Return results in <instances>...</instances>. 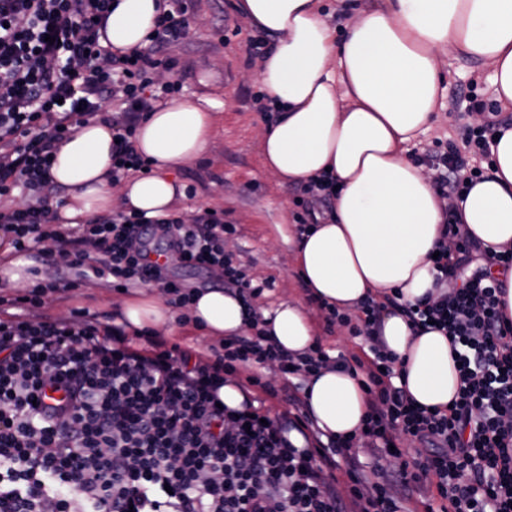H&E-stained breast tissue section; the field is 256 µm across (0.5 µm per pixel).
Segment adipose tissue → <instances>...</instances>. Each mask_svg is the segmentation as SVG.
<instances>
[{
  "mask_svg": "<svg viewBox=\"0 0 512 512\" xmlns=\"http://www.w3.org/2000/svg\"><path fill=\"white\" fill-rule=\"evenodd\" d=\"M160 0H118L106 43L124 54L145 46ZM253 28L273 40L260 79L276 120L265 125L264 168L279 179H329L337 186L330 220L294 231L291 261L322 303L357 307L366 296L399 292V307L381 309L378 333L395 359L396 386L418 405L447 408L459 376L444 332L414 328L405 305L436 296L430 260L445 221L457 223L482 249L512 246V125L500 127L484 176L457 198L442 199L429 171L406 144L435 117L438 53L463 50L487 64L495 97L512 106V0H376L343 34L322 17L321 0H240ZM215 104L182 96L141 122L134 145L151 170L112 182V130L92 121L58 147L52 175L66 195L62 224L111 211L113 201L149 218L166 216L184 187L175 171L198 161L214 128ZM190 324L213 338L240 334L251 321L291 353L305 351L315 328L288 302L254 319L247 304L221 288H203L187 308ZM173 318L156 294L139 291L124 308L128 330ZM305 398L317 429L332 438L359 436L367 395L346 366L311 375Z\"/></svg>",
  "mask_w": 512,
  "mask_h": 512,
  "instance_id": "adipose-tissue-1",
  "label": "adipose tissue"
}]
</instances>
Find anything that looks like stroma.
I'll return each mask as SVG.
<instances>
[{
    "instance_id": "35a3bbf8",
    "label": "stroma",
    "mask_w": 512,
    "mask_h": 512,
    "mask_svg": "<svg viewBox=\"0 0 512 512\" xmlns=\"http://www.w3.org/2000/svg\"><path fill=\"white\" fill-rule=\"evenodd\" d=\"M188 20L186 39L169 51L178 61L175 75L183 82V94L212 98L221 106L205 155L178 174L186 195L173 209L189 212L210 207L223 211L225 223L236 229L227 238V248L252 286L260 290L251 301L255 311L288 301L302 304L327 354L354 364L368 354V343L352 337L346 327L328 324L325 311L311 302L291 264L288 230L291 225L310 221L297 203L300 187L281 182L262 164L260 131L272 115L258 111L254 102L264 86L260 66L249 61L247 42L252 39L267 48L271 40L253 29L238 9L237 0H192ZM438 65L443 90L435 118L408 146L411 158L418 162L444 150L456 124L474 129L482 125L483 116L460 104L463 91L472 86L480 100H494L491 72L481 61L451 47L439 52ZM49 300L48 311L54 315L86 309L101 318H114L125 296L107 288L105 279L94 278L52 294Z\"/></svg>"
}]
</instances>
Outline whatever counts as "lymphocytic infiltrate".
Listing matches in <instances>:
<instances>
[{
    "mask_svg": "<svg viewBox=\"0 0 512 512\" xmlns=\"http://www.w3.org/2000/svg\"><path fill=\"white\" fill-rule=\"evenodd\" d=\"M114 0H0V239L40 251L58 279L111 276L115 289L153 286L169 304L193 293L149 260L147 227L169 241L181 264L222 271L225 288L256 290L224 248L234 225L204 207L148 220L122 211L71 230L56 222L61 190L51 174L58 144L97 118L112 128V179L147 170L133 137L156 102L178 94L170 46L186 38V0H171L146 47L117 56L101 45ZM467 97L483 128L457 135L489 156L504 120L499 104ZM477 156L442 155L441 197L480 179ZM436 297L407 308L417 325L448 336L459 389L445 410L415 406L393 382L392 357L376 332L382 305L367 298L358 318L329 321L371 342L359 361L370 386L361 437L392 456L394 476L358 478L353 439L322 441L289 384L291 411L265 419L244 402L220 406L218 391L239 366L271 365L282 376L313 374L330 358L321 345L293 356L262 333L229 336L205 355L146 331L137 335L81 309L49 314L56 281L37 283L0 308V512H399L403 491L424 492L423 512H512V323L499 310L500 272L512 248L463 274L462 257L439 245ZM298 431L296 446L289 430ZM418 442L414 452L400 438ZM354 485L338 494V471Z\"/></svg>",
    "mask_w": 512,
    "mask_h": 512,
    "instance_id": "lymphocytic-infiltrate-1",
    "label": "lymphocytic infiltrate"
}]
</instances>
